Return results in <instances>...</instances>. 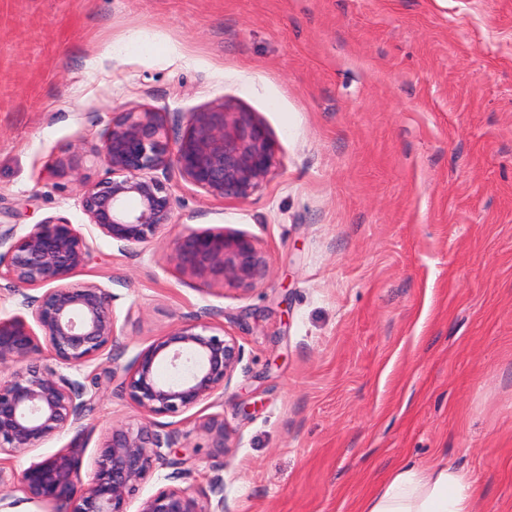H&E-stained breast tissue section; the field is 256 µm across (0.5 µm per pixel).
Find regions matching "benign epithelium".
<instances>
[{
    "instance_id": "benign-epithelium-1",
    "label": "benign epithelium",
    "mask_w": 512,
    "mask_h": 512,
    "mask_svg": "<svg viewBox=\"0 0 512 512\" xmlns=\"http://www.w3.org/2000/svg\"><path fill=\"white\" fill-rule=\"evenodd\" d=\"M100 138L112 176L81 186L77 206L121 251L151 242L171 224L174 198L165 183L171 169L210 196L245 199L265 180L274 157L261 124L223 104L190 113L185 131L173 137L159 113L131 108L112 117ZM91 254L85 235L65 219L34 224L22 235L13 227L0 232V268L6 269L16 304L15 312L0 316V370L22 365L0 377V453H25L67 428H86L94 394L83 370L118 340L111 289L71 281ZM173 261L180 271L245 287L268 271L254 240L226 229L178 239ZM43 286L41 296L29 294ZM44 348L56 366L33 360ZM241 357L235 336L204 308L136 353L122 367L121 388L147 417L181 414L208 400L215 406ZM163 365L173 378H162ZM201 427L212 447L224 452V414L209 415ZM174 445L173 434L157 433L146 422L133 427L117 421L98 447L86 481L79 443L18 477L6 475L0 465V512L16 504L3 494L13 479L25 500L44 512H128L136 487L166 460L161 449ZM137 512H224V480L212 479L199 498L184 488L162 487L144 498Z\"/></svg>"
}]
</instances>
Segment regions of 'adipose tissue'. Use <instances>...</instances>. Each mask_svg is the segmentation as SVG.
Segmentation results:
<instances>
[{"instance_id":"obj_1","label":"adipose tissue","mask_w":512,"mask_h":512,"mask_svg":"<svg viewBox=\"0 0 512 512\" xmlns=\"http://www.w3.org/2000/svg\"><path fill=\"white\" fill-rule=\"evenodd\" d=\"M479 496L475 479L452 466L396 468L358 512H473Z\"/></svg>"}]
</instances>
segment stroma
Wrapping results in <instances>:
<instances>
[{"label":"stroma","instance_id":"stroma-1","mask_svg":"<svg viewBox=\"0 0 512 512\" xmlns=\"http://www.w3.org/2000/svg\"><path fill=\"white\" fill-rule=\"evenodd\" d=\"M275 144L248 198L171 171L172 224L118 250L86 227L80 183L109 177L100 131L132 107L169 131L218 105ZM84 225L115 356L91 433L0 456L22 472L71 442L89 474L113 422H143L109 373L174 323L217 309L243 354L224 452L201 403L156 416V466L129 512L224 479V512H354L398 466L477 480L474 512H512V0H0V227ZM227 229L269 262L244 288L176 269L175 239Z\"/></svg>","mask_w":512,"mask_h":512}]
</instances>
